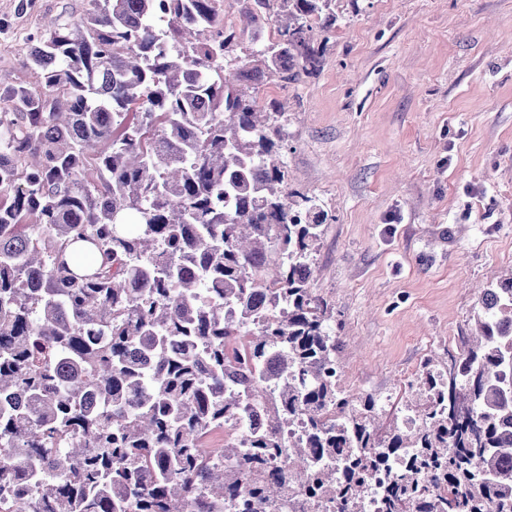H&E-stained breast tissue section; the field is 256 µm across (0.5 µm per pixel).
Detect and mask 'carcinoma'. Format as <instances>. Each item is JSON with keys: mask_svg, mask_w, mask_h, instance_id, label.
Returning a JSON list of instances; mask_svg holds the SVG:
<instances>
[{"mask_svg": "<svg viewBox=\"0 0 512 512\" xmlns=\"http://www.w3.org/2000/svg\"><path fill=\"white\" fill-rule=\"evenodd\" d=\"M89 0L49 20L0 113V502L10 512H224L295 415L288 468L352 508L403 448L381 512H512V277L476 340L422 367L409 412L333 382L342 341L310 288L328 214L288 189L284 113L256 86L321 69L335 0ZM247 67L233 47L272 17ZM167 21L159 32L154 20ZM77 242L103 262L89 263ZM272 289L286 313L257 320ZM270 430L207 441L253 407Z\"/></svg>", "mask_w": 512, "mask_h": 512, "instance_id": "carcinoma-1", "label": "carcinoma"}]
</instances>
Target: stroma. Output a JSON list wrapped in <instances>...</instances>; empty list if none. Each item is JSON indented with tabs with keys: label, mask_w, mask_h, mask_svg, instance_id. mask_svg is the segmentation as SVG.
<instances>
[{
	"label": "stroma",
	"mask_w": 512,
	"mask_h": 512,
	"mask_svg": "<svg viewBox=\"0 0 512 512\" xmlns=\"http://www.w3.org/2000/svg\"><path fill=\"white\" fill-rule=\"evenodd\" d=\"M87 0H0V91L32 74L26 33ZM318 75L260 85L286 114L289 189L330 219L313 288L345 342V390L406 402L450 363L477 289L512 275V0H335Z\"/></svg>",
	"instance_id": "stroma-1"
}]
</instances>
